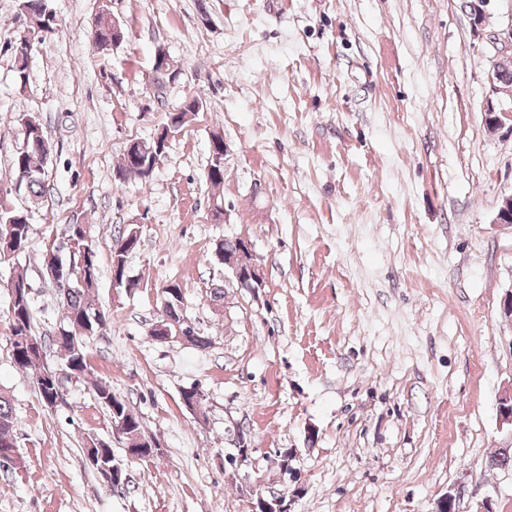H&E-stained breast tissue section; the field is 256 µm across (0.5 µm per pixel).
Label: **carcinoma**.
Returning a JSON list of instances; mask_svg holds the SVG:
<instances>
[{
  "instance_id": "cac0c4a2",
  "label": "carcinoma",
  "mask_w": 512,
  "mask_h": 512,
  "mask_svg": "<svg viewBox=\"0 0 512 512\" xmlns=\"http://www.w3.org/2000/svg\"><path fill=\"white\" fill-rule=\"evenodd\" d=\"M26 6L39 14L42 24L49 28L57 26L55 14L49 0H22ZM95 40L112 46V18L106 14L98 16ZM21 124L29 127L26 146L18 152L12 163L15 175L22 176L21 192L26 194L34 205L42 203L45 197L46 153L53 151L41 121L31 115L20 118ZM185 125V121L174 113H167V122L160 133L159 141L140 142L142 147L160 146L167 148L168 134ZM29 211L12 208L0 202V263L18 260L28 249L31 237ZM68 234L80 238L78 248L72 254L73 261L67 263L71 268V278L67 286L57 285L62 307L61 327L63 338L53 339L55 351L47 349L46 342L33 331V300L28 282L17 276L8 283L10 303L9 318L11 325V359L16 369L34 371L38 376L36 389L41 401L51 406L63 387V380L76 379L91 389L94 399L104 406L111 422L121 425L120 436L126 447L138 448L144 439L142 426L125 400L112 393V387L96 382L91 378L92 368L86 352V340L102 334L108 327L106 314L93 303L92 295L98 288L100 267L98 247L88 234L86 225L70 224ZM139 245L137 232L126 230L113 237V273L119 283L128 278L127 259ZM176 290L171 295L169 288L163 289L165 316L160 324L168 328L171 337H179L200 349L210 345L209 338L184 323L183 295L179 285L172 283ZM17 417L8 393L0 390V455L13 453L19 455L14 442Z\"/></svg>"
}]
</instances>
